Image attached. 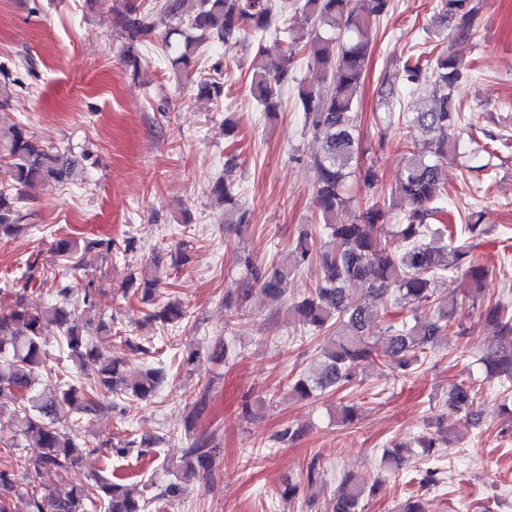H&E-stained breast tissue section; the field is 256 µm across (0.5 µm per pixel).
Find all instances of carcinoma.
Here are the masks:
<instances>
[{
    "label": "carcinoma",
    "instance_id": "carcinoma-1",
    "mask_svg": "<svg viewBox=\"0 0 512 512\" xmlns=\"http://www.w3.org/2000/svg\"><path fill=\"white\" fill-rule=\"evenodd\" d=\"M390 0H154V6L140 10L135 0H126L119 12L120 24L129 40L125 63L140 67L134 44L154 41L157 21L169 20L175 27L166 34L167 59L171 69L187 72L198 62L202 48L221 40L229 43L238 37L251 36L256 50L252 89L254 98L266 115L276 114L281 96L288 85V61L302 53L322 67L328 86H297L305 123L320 142L317 154L310 157L316 173L314 201L322 224L319 237L305 232L291 251L269 265L259 266L250 255L240 258L245 270L246 296L258 287L267 297L282 301L288 298V285L301 269L316 268L314 286L298 301L290 304L289 313L305 332L322 338L318 363L301 373L291 386L293 393L310 398L317 392L334 390L356 380L357 376L377 363H392L403 376L421 367L428 350L447 336H462L461 322L465 302L481 311L496 324L501 348L486 356L483 364L489 375L499 380L505 411L512 409V307L501 300H484L482 281L485 269L473 254V246L454 237V229L437 223L441 212L438 192L445 183V169L457 155L484 153L487 161L479 169L491 172L497 152L484 145L471 148L476 138L462 142L455 132L463 126L473 127L457 100L460 83L469 77V69L447 48L426 58L408 57L400 70L385 80L397 82L416 92L429 94L430 107L404 116L408 127L418 138L407 146V156L394 189L386 195L377 190L378 175L368 167L356 174L352 166L360 139L355 108L369 60L368 30L373 22L386 14ZM299 8L310 22V37L294 35L287 24L289 8ZM441 26L449 40H470L474 35L479 0H434ZM185 26L187 31L179 30ZM274 33L282 37L283 58L268 62L263 58V36ZM196 94L219 98L224 83L202 79L194 88ZM7 183L0 186V235H14L29 228L22 209L21 189L39 182L64 183L75 172V161L67 154L46 148L30 134L27 126H15L8 140ZM376 190L370 200L353 210L347 187L354 176ZM212 194L224 204V223L245 224L247 211L240 201L236 185L228 176L218 178ZM397 199H405L411 209L403 222L389 236L377 235L379 224L386 223ZM80 248L77 240L56 241L55 253L68 263L64 277L83 280L81 315L71 309L73 289L56 290L53 304L37 306L29 298L30 286L46 283L37 279L34 265H29L25 281L14 292L10 312L0 315V405H15L20 435L41 448L34 459H17L8 453L0 460V512H14V499L26 501L27 512H149L150 501L140 499L125 485L101 471L89 475L85 482L56 493L42 487L45 470L69 472L86 454V443L58 426V416L67 410L80 416L97 414L108 407L105 398L144 400L153 396L163 379V370L149 367L137 376L127 375L125 363L104 354L86 338L81 321L96 318L94 280H86L76 261ZM158 263L131 276L127 288L139 301L150 307L145 320L163 328L179 323L185 315L180 302L159 298ZM461 274L471 287L463 297L445 294L441 281L450 274ZM367 285V301L352 306L348 290ZM404 301L417 308L428 307L435 313L429 320L413 316V321L379 326L375 303ZM54 326L61 331L62 348L79 369L73 383L61 390L36 388V378L44 373L52 378L48 354L41 341L43 329ZM379 334H373V328ZM481 393L472 381L455 382L448 388V406L463 410ZM449 440L440 431L419 440V449L396 446L385 448L379 466L397 470L405 458L430 456ZM138 453H156L152 443L134 441L112 445L110 453L125 457L133 446ZM213 465V449L197 440L186 449L180 463H170L173 480L155 496L172 501L182 484L207 472ZM380 482L371 488L353 478L341 482L335 494L324 505V512H362L365 493L376 492Z\"/></svg>",
    "mask_w": 512,
    "mask_h": 512
}]
</instances>
